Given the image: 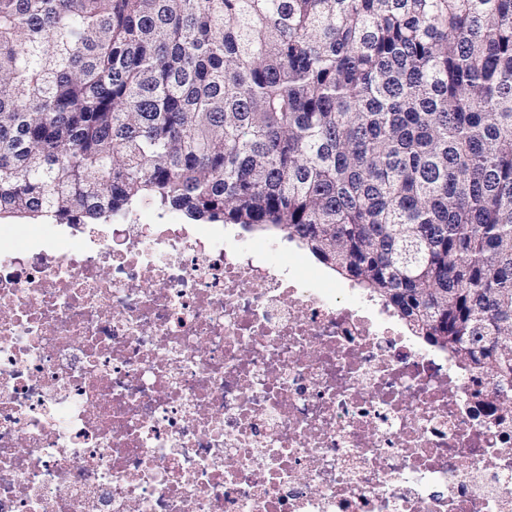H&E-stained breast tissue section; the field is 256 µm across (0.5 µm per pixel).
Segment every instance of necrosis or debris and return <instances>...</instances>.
Wrapping results in <instances>:
<instances>
[{
    "label": "necrosis or debris",
    "instance_id": "1",
    "mask_svg": "<svg viewBox=\"0 0 512 512\" xmlns=\"http://www.w3.org/2000/svg\"><path fill=\"white\" fill-rule=\"evenodd\" d=\"M0 512H512V392L273 239L1 227Z\"/></svg>",
    "mask_w": 512,
    "mask_h": 512
}]
</instances>
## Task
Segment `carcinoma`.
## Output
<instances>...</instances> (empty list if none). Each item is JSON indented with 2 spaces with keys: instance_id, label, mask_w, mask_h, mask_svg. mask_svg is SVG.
<instances>
[{
  "instance_id": "carcinoma-1",
  "label": "carcinoma",
  "mask_w": 512,
  "mask_h": 512,
  "mask_svg": "<svg viewBox=\"0 0 512 512\" xmlns=\"http://www.w3.org/2000/svg\"><path fill=\"white\" fill-rule=\"evenodd\" d=\"M279 230L502 392L512 0H0V218Z\"/></svg>"
}]
</instances>
